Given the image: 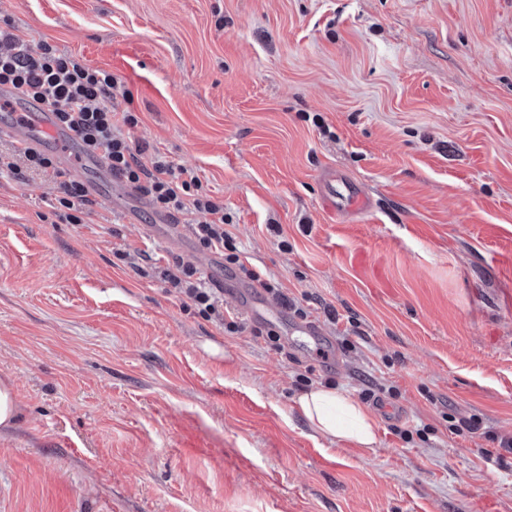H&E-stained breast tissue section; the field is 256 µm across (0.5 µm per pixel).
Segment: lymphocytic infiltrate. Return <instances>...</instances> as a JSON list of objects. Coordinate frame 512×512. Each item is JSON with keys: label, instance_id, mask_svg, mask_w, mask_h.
Here are the masks:
<instances>
[{"label": "lymphocytic infiltrate", "instance_id": "obj_1", "mask_svg": "<svg viewBox=\"0 0 512 512\" xmlns=\"http://www.w3.org/2000/svg\"><path fill=\"white\" fill-rule=\"evenodd\" d=\"M7 84L54 112L73 131L83 152L99 154L112 174L144 194L157 212L183 219L202 248L223 254L226 267L267 293L279 295V288L262 271L241 261L232 236L224 229L223 200L203 187L194 170L158 152L144 156L124 134V127L135 125L137 118L131 110L117 109L119 82L112 73L89 67L47 40L0 28V85ZM20 157L31 169L58 179L54 210L59 220L82 223L89 203L86 188L68 178L52 156L22 147L11 156L0 154V177L17 174ZM163 275L183 295L184 307L230 332L244 331V323L225 321L219 291L207 285L197 268L176 259Z\"/></svg>", "mask_w": 512, "mask_h": 512}]
</instances>
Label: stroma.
I'll return each mask as SVG.
<instances>
[{"label": "stroma", "mask_w": 512, "mask_h": 512, "mask_svg": "<svg viewBox=\"0 0 512 512\" xmlns=\"http://www.w3.org/2000/svg\"><path fill=\"white\" fill-rule=\"evenodd\" d=\"M2 20L113 73L132 142L198 174L320 333L272 297L257 334L184 308L161 262L237 279L158 240L150 204L67 224L54 181L0 179V512H512V0H0ZM329 171L370 209L333 222ZM314 384L361 398L373 448L301 420ZM18 405L9 381L0 382V427L8 428L16 423Z\"/></svg>", "instance_id": "obj_1"}]
</instances>
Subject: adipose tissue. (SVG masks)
Here are the masks:
<instances>
[{
    "mask_svg": "<svg viewBox=\"0 0 512 512\" xmlns=\"http://www.w3.org/2000/svg\"><path fill=\"white\" fill-rule=\"evenodd\" d=\"M296 404L308 426L326 438L350 440L365 448L376 442L374 418L347 393L317 385L302 392Z\"/></svg>",
    "mask_w": 512,
    "mask_h": 512,
    "instance_id": "adipose-tissue-1",
    "label": "adipose tissue"
}]
</instances>
